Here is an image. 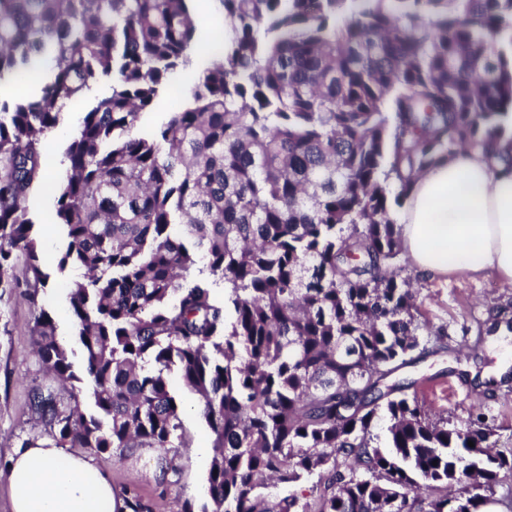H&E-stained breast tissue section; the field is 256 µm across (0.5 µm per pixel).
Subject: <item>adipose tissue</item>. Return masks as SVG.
<instances>
[{"mask_svg":"<svg viewBox=\"0 0 512 512\" xmlns=\"http://www.w3.org/2000/svg\"><path fill=\"white\" fill-rule=\"evenodd\" d=\"M498 146L440 159L417 178L397 217L401 246L427 278L488 272L512 285V169ZM11 512H119L91 458L53 446L16 448L6 464Z\"/></svg>","mask_w":512,"mask_h":512,"instance_id":"ef3b65f1","label":"adipose tissue"}]
</instances>
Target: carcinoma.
Returning <instances> with one entry per match:
<instances>
[{
	"label": "carcinoma",
	"instance_id": "cac0c4a2",
	"mask_svg": "<svg viewBox=\"0 0 512 512\" xmlns=\"http://www.w3.org/2000/svg\"><path fill=\"white\" fill-rule=\"evenodd\" d=\"M190 2L0 0V81L34 82L0 100V296L47 285L27 208L42 142L112 76L55 188L58 269L85 270L67 285L83 371L40 310L38 356L73 404L38 386L32 413L58 448H154L166 474L183 443L175 369L212 436L201 512H484L512 455L481 415L450 427L390 381L428 328L393 212L441 158L512 147V0H219L229 38L144 129L191 63ZM311 477L312 503L261 493ZM121 497L153 512L135 488ZM196 72L195 67L189 66L182 69L175 77L173 83L167 87L157 99L156 106L150 111L141 115V125L144 127L161 126L168 120V112L183 102L182 95L193 86L195 82ZM180 89L182 91L180 97L175 100L172 97V91Z\"/></svg>",
	"mask_w": 512,
	"mask_h": 512
}]
</instances>
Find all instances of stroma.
Segmentation results:
<instances>
[{"label": "stroma", "instance_id": "35a3bbf8", "mask_svg": "<svg viewBox=\"0 0 512 512\" xmlns=\"http://www.w3.org/2000/svg\"><path fill=\"white\" fill-rule=\"evenodd\" d=\"M110 78L87 92L77 104L63 112L58 126L44 139L48 175H55L65 148L76 134L85 112L109 90ZM34 226L32 233L51 278L36 298L24 291L0 297V468H5L14 448L21 441L45 436L43 425L31 412L32 387L49 385L53 377L36 354L34 318L40 310L49 311L56 333L71 352L73 362L81 360L78 326L70 315L64 282L79 278L80 268L67 266L58 271L57 263L66 249V240L54 223L51 185H44L28 200ZM417 304L433 330L443 335L444 350L429 354L402 368L398 375L414 380L421 402L437 416L458 427L465 426L473 411H481L493 431L497 451L512 454V376L481 385L472 372L494 369L499 361L512 363V344L496 340L492 322L512 320V286L494 274L476 279L449 276L442 281L414 279ZM171 386L182 407L186 447L169 451L177 473L159 476L152 448H135L124 453H96L93 461L109 472L115 491L134 487L153 504V512H180L183 503H192L196 512L209 501L207 476L212 457V439L205 419L192 394L178 376Z\"/></svg>", "mask_w": 512, "mask_h": 512}]
</instances>
